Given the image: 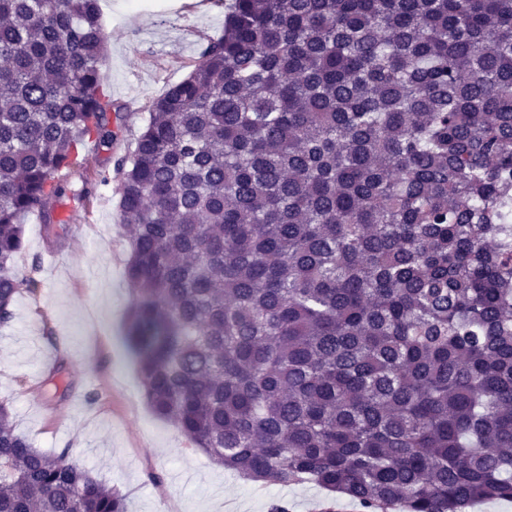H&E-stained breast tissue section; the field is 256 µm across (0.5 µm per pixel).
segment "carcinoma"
Instances as JSON below:
<instances>
[{
  "mask_svg": "<svg viewBox=\"0 0 512 512\" xmlns=\"http://www.w3.org/2000/svg\"><path fill=\"white\" fill-rule=\"evenodd\" d=\"M98 0H0V327L24 220L119 183L146 404L362 512L512 501V0H224L114 175ZM0 512H129L0 402Z\"/></svg>",
  "mask_w": 512,
  "mask_h": 512,
  "instance_id": "cac0c4a2",
  "label": "carcinoma"
}]
</instances>
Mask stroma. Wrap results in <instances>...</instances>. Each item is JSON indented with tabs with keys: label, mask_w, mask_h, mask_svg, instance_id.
<instances>
[{
	"label": "stroma",
	"mask_w": 512,
	"mask_h": 512,
	"mask_svg": "<svg viewBox=\"0 0 512 512\" xmlns=\"http://www.w3.org/2000/svg\"><path fill=\"white\" fill-rule=\"evenodd\" d=\"M107 35L105 80L123 112L111 148L87 145L81 170L95 178L126 154L151 102L194 68L207 41L224 32L217 0H99ZM117 183L99 187L85 208L64 204L67 235L50 243L38 214L24 220L19 270L36 269V294H21L0 328V400L34 447L69 451L125 495L131 512H316L326 495L312 482L266 485L238 477L194 449L146 405L138 365L125 341L132 300L129 238ZM65 369L54 374L57 360ZM98 391V403L86 394Z\"/></svg>",
	"instance_id": "stroma-1"
}]
</instances>
